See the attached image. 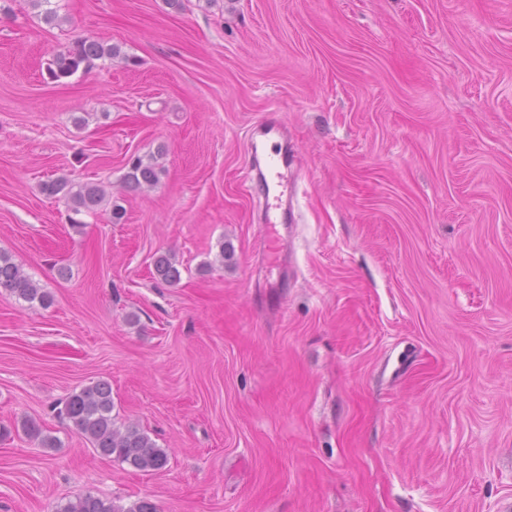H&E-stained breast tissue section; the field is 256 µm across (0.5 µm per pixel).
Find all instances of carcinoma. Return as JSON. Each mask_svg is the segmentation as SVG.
Listing matches in <instances>:
<instances>
[{
    "label": "carcinoma",
    "mask_w": 512,
    "mask_h": 512,
    "mask_svg": "<svg viewBox=\"0 0 512 512\" xmlns=\"http://www.w3.org/2000/svg\"><path fill=\"white\" fill-rule=\"evenodd\" d=\"M117 52L116 47L102 41L90 38L76 41L53 53L49 75L56 81L68 78L81 69H92L97 60L112 59ZM157 175L153 157H137L132 161L127 174V187L137 189L143 184H153ZM44 190L50 195L59 196L67 209L76 214L85 212L95 215L106 202L104 187L93 182L73 183L61 177L46 183ZM154 269L167 283H175L180 277L172 256L168 254H161L154 260ZM0 288L28 303L37 301L47 306L52 302L50 294L40 288L22 266L3 250H0ZM113 409L112 388L108 382L100 380L70 394L62 413L77 434L88 440L100 455L126 463L141 472L165 468L168 463L166 451L157 447L136 424L129 423L122 427L116 425ZM21 428L27 436L40 440L42 447H57L56 440L42 435L35 421L25 419ZM57 512H157V509L148 500H140L125 507L114 501L87 495L64 505Z\"/></svg>",
    "instance_id": "carcinoma-1"
}]
</instances>
